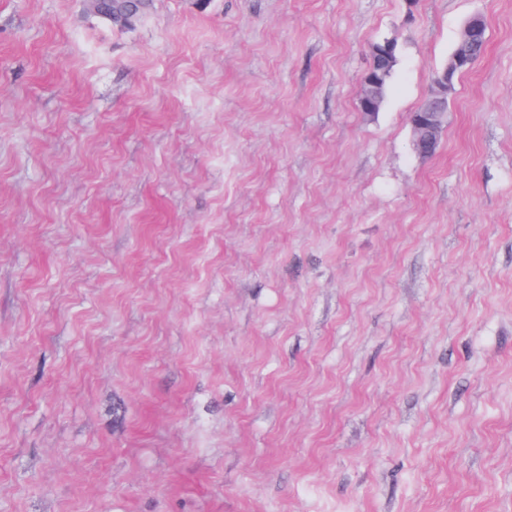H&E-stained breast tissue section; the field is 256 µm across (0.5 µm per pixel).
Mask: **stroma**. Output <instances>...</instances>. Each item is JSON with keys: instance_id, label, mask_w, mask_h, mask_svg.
<instances>
[{"instance_id": "stroma-1", "label": "stroma", "mask_w": 512, "mask_h": 512, "mask_svg": "<svg viewBox=\"0 0 512 512\" xmlns=\"http://www.w3.org/2000/svg\"><path fill=\"white\" fill-rule=\"evenodd\" d=\"M0 512H512V0H0ZM147 6V0H112L106 4L105 14L99 17L114 25L133 27L143 19ZM370 56L371 59L369 60L365 78L371 74L370 76H372L379 83L381 93L385 98L390 80L398 63L397 55L391 60H386L384 63L379 65L375 62V56L371 54ZM447 94L448 73L443 83L436 85V91L423 105L421 112H418L420 107L414 111L419 115L411 121L412 147L421 158L431 157L440 142L445 113L437 107V104L443 102Z\"/></svg>"}]
</instances>
